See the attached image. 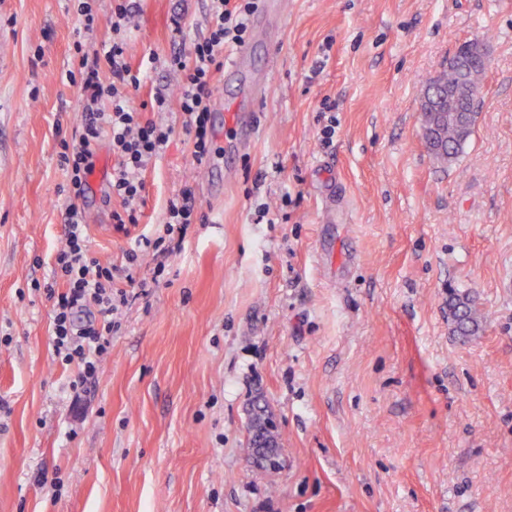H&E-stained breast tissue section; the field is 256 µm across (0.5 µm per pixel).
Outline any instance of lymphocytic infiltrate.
<instances>
[{"instance_id": "1", "label": "lymphocytic infiltrate", "mask_w": 512, "mask_h": 512, "mask_svg": "<svg viewBox=\"0 0 512 512\" xmlns=\"http://www.w3.org/2000/svg\"><path fill=\"white\" fill-rule=\"evenodd\" d=\"M212 25L204 40L194 43L189 53L174 52L168 66L178 73L177 89L182 126L192 136V158L203 164L210 153L211 101L216 91L215 75L224 67L225 49L243 45L248 20L260 0H210ZM78 70L66 71L69 83L79 84L83 92L82 123L77 137L61 140L58 162L67 174L64 244L55 258V273L62 288L47 285L53 299L52 343L62 363L76 366V386L97 374L113 335L120 329V315L128 298L117 283V267L93 256L88 245L87 227L79 201L85 194L87 178L93 170L91 159L102 136H109L112 152L118 158L112 170V193L122 207L113 211L117 226L137 221L142 201L144 168L164 152L174 132L173 125L143 121L130 104V94L142 82L126 59L123 42L102 43L99 48L83 41L73 44ZM108 71L109 82H102L101 71ZM194 193L184 188L167 202V220L158 237L142 238L139 249L171 253L178 249L190 224L197 220ZM95 306L98 317L86 322L76 315Z\"/></svg>"}]
</instances>
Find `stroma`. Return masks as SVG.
<instances>
[{
    "instance_id": "stroma-1",
    "label": "stroma",
    "mask_w": 512,
    "mask_h": 512,
    "mask_svg": "<svg viewBox=\"0 0 512 512\" xmlns=\"http://www.w3.org/2000/svg\"><path fill=\"white\" fill-rule=\"evenodd\" d=\"M0 0V512H512V0H286L252 46L227 112L254 107L251 146L196 165L167 60L210 31L208 0H137L122 32L143 82L131 104L175 124L142 173L139 221L116 231L117 159L102 137L80 202L89 245L130 269L121 329L80 403L55 355L64 241L60 138L81 124L63 75L77 39L111 41L112 0ZM486 77L472 135L441 166L422 135L425 79L465 43ZM276 66H269V59ZM332 138H324L326 127ZM192 185L182 248L141 253ZM268 207L269 220H257ZM486 317L454 336L448 293ZM262 400L284 466L258 468ZM285 3L283 0H266V14L269 19L266 25L257 32L266 42H272V36L277 29V24L284 15Z\"/></svg>"
}]
</instances>
